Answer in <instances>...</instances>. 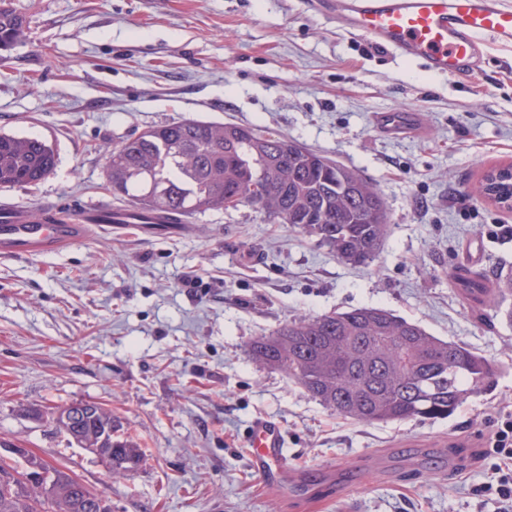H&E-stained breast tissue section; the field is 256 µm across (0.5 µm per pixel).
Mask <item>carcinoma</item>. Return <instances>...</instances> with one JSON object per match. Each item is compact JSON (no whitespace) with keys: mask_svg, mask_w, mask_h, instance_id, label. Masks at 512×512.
Masks as SVG:
<instances>
[{"mask_svg":"<svg viewBox=\"0 0 512 512\" xmlns=\"http://www.w3.org/2000/svg\"><path fill=\"white\" fill-rule=\"evenodd\" d=\"M27 34L26 19L0 0V51ZM56 155L43 139L0 133V188L32 187L55 169ZM474 187L480 198L512 196V179ZM107 190L153 213L186 219L225 202L314 238L347 264L378 260L389 216L378 187L357 171L337 164L303 144L253 126L185 118L151 127L112 148L106 157ZM264 183L252 197L250 185ZM473 301L493 302L512 293V274L488 284L479 274L455 276ZM257 362L285 374L314 400L337 415L372 425L406 419L437 420L452 415L470 395L486 391L497 364L464 343L445 341L419 324L383 308H356L331 315L299 316L254 340ZM31 452L0 457V512H46L53 499H38L17 479ZM141 459L137 444L112 448V473ZM58 498L73 512H110V501L89 490L82 500L77 479L53 468Z\"/></svg>","mask_w":512,"mask_h":512,"instance_id":"1","label":"carcinoma"}]
</instances>
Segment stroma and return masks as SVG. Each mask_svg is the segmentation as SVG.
<instances>
[{
  "instance_id": "obj_1",
  "label": "stroma",
  "mask_w": 512,
  "mask_h": 512,
  "mask_svg": "<svg viewBox=\"0 0 512 512\" xmlns=\"http://www.w3.org/2000/svg\"><path fill=\"white\" fill-rule=\"evenodd\" d=\"M307 0H10L27 37L0 65V132L40 137L57 164L0 200L121 202L108 151L184 118L260 126L377 184L390 231L354 267L251 208L177 231L90 229L84 241L0 257V440L104 493L112 512H494L476 490L496 412L512 406V295L477 304L452 279L512 272V211L473 196L512 164V48L478 73L439 75L306 7ZM415 109L390 138L374 113ZM382 307L496 362L492 388L448 418L342 419L249 343L299 315ZM95 402L143 465L121 476L34 410ZM282 429L299 487L282 499L252 470L255 418Z\"/></svg>"
}]
</instances>
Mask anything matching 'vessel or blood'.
I'll use <instances>...</instances> for the list:
<instances>
[{"mask_svg": "<svg viewBox=\"0 0 512 512\" xmlns=\"http://www.w3.org/2000/svg\"><path fill=\"white\" fill-rule=\"evenodd\" d=\"M308 4L345 30L435 73L478 70L487 41L512 47V6L504 0H308ZM373 122L385 134L398 136L416 132L421 118L412 109L383 111L374 113ZM140 221L136 210L114 211L67 200L40 207L1 200L0 256L23 257L77 243L92 223L119 229ZM248 453L263 483L282 495L292 494L288 448L278 424L255 419Z\"/></svg>", "mask_w": 512, "mask_h": 512, "instance_id": "obj_1", "label": "vessel or blood"}]
</instances>
